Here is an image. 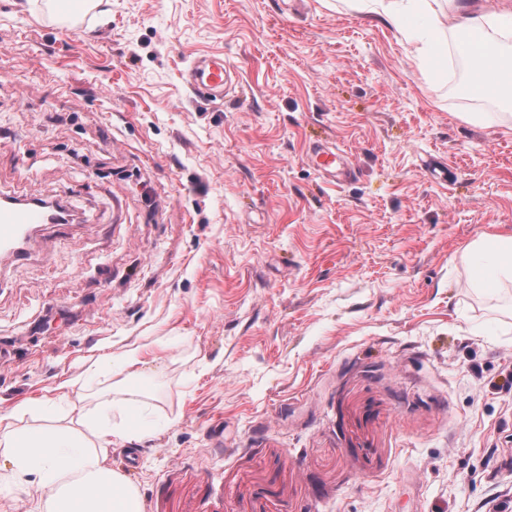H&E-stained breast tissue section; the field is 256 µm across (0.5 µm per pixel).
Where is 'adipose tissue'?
<instances>
[{
    "label": "adipose tissue",
    "instance_id": "adipose-tissue-1",
    "mask_svg": "<svg viewBox=\"0 0 512 512\" xmlns=\"http://www.w3.org/2000/svg\"><path fill=\"white\" fill-rule=\"evenodd\" d=\"M342 7L374 14L402 35L412 36V56L424 76H432L448 51V35L468 31L473 40L463 52L474 73V89L482 96L500 89L502 51L497 39L512 38V0L473 14L458 0H340ZM466 256L488 257L478 267L472 287L492 291L512 288V235H480ZM142 363L139 350L119 359L105 358L112 369V396L99 411L85 405L62 413L40 403L17 404L0 414V481L31 486L42 497L41 512H144L141 498L113 468L112 444L146 431V403L130 385ZM31 416L33 426L14 422Z\"/></svg>",
    "mask_w": 512,
    "mask_h": 512
}]
</instances>
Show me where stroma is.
I'll return each instance as SVG.
<instances>
[{
    "label": "stroma",
    "instance_id": "stroma-1",
    "mask_svg": "<svg viewBox=\"0 0 512 512\" xmlns=\"http://www.w3.org/2000/svg\"><path fill=\"white\" fill-rule=\"evenodd\" d=\"M45 2L0 0V193L72 221L0 256V414L95 407L69 379L136 348L152 426L112 466L144 512H512V291L463 260L512 233V103L473 120L336 0H102L71 33ZM230 78L231 71L224 65L223 57H202L193 63L189 71L190 84L193 89L214 99L224 95V85Z\"/></svg>",
    "mask_w": 512,
    "mask_h": 512
}]
</instances>
